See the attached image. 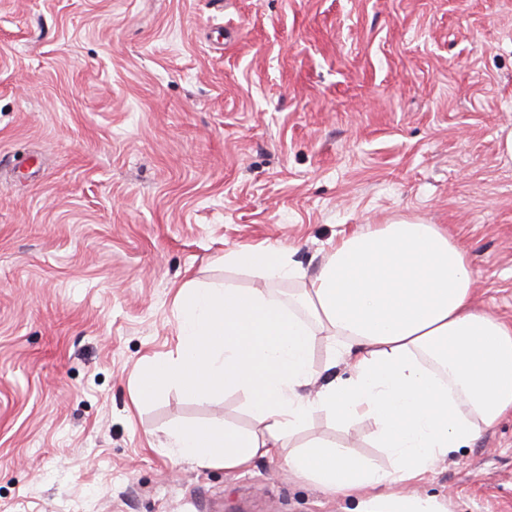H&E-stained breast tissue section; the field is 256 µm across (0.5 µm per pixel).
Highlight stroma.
I'll return each instance as SVG.
<instances>
[{
	"mask_svg": "<svg viewBox=\"0 0 512 512\" xmlns=\"http://www.w3.org/2000/svg\"><path fill=\"white\" fill-rule=\"evenodd\" d=\"M512 0H0V512H347L275 460L228 474L163 448L252 430L243 394L135 403L174 355V299L279 244L418 218L469 249L512 320ZM372 426L314 415L296 442ZM419 489L512 512V418Z\"/></svg>",
	"mask_w": 512,
	"mask_h": 512,
	"instance_id": "35a3bbf8",
	"label": "stroma"
}]
</instances>
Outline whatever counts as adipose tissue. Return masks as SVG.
Returning a JSON list of instances; mask_svg holds the SVG:
<instances>
[{
    "label": "adipose tissue",
    "instance_id": "adipose-tissue-1",
    "mask_svg": "<svg viewBox=\"0 0 512 512\" xmlns=\"http://www.w3.org/2000/svg\"><path fill=\"white\" fill-rule=\"evenodd\" d=\"M224 262L264 287H182L177 355L142 373L137 397L171 385L198 399L239 392L259 427L176 424L171 451L232 474L280 460L351 512H447L418 485L512 416V324L477 307L467 248L441 226L400 220L341 234L312 274L279 245L232 249ZM285 281L295 292L270 291ZM322 336L331 339L327 379L312 364ZM343 364L345 377L335 372ZM317 412L342 425L371 420L391 467L321 438L291 445Z\"/></svg>",
    "mask_w": 512,
    "mask_h": 512
}]
</instances>
